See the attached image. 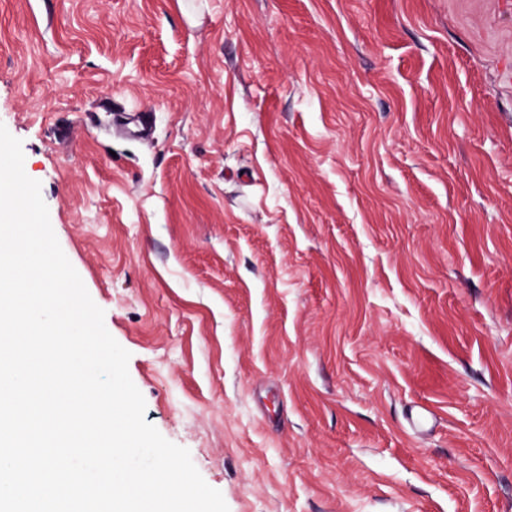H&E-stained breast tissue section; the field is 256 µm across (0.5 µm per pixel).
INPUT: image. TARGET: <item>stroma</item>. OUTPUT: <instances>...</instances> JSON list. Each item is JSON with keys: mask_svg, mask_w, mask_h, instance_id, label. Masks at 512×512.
<instances>
[{"mask_svg": "<svg viewBox=\"0 0 512 512\" xmlns=\"http://www.w3.org/2000/svg\"><path fill=\"white\" fill-rule=\"evenodd\" d=\"M0 123L229 512H512V0H0Z\"/></svg>", "mask_w": 512, "mask_h": 512, "instance_id": "1", "label": "stroma"}]
</instances>
